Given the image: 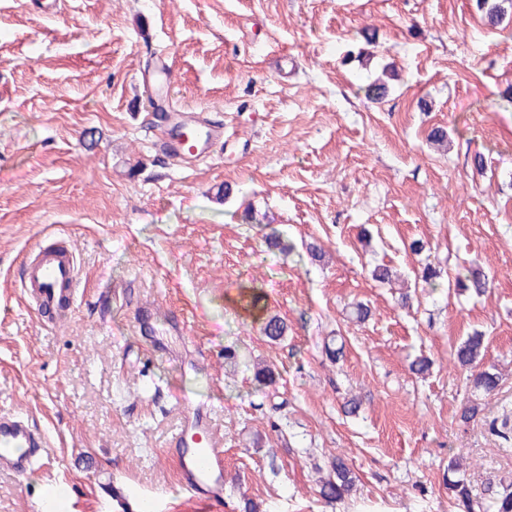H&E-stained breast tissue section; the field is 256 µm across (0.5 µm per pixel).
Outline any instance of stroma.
I'll return each mask as SVG.
<instances>
[{
    "label": "stroma",
    "instance_id": "stroma-1",
    "mask_svg": "<svg viewBox=\"0 0 512 512\" xmlns=\"http://www.w3.org/2000/svg\"><path fill=\"white\" fill-rule=\"evenodd\" d=\"M46 2L0 0V410L47 434L58 512H107L116 479L157 512H198L166 450L200 405L224 441V512H455L450 458L477 496L512 477V445L488 429L512 407V8L494 27L477 0ZM162 53L170 106L226 131L200 160L150 145L142 73ZM379 77L386 96L367 100ZM274 230L287 250L268 248ZM63 235L78 298L48 324L22 298L21 259ZM382 263L408 287L425 265L476 263L491 285L403 309L369 276ZM144 305L157 328L183 319L172 352L147 353ZM476 331L501 380L465 424L452 353ZM336 456L358 477L337 505L316 473ZM40 484L0 473V512H33Z\"/></svg>",
    "mask_w": 512,
    "mask_h": 512
}]
</instances>
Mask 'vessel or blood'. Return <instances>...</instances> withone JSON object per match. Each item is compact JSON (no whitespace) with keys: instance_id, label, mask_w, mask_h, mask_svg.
<instances>
[{"instance_id":"b4317fda","label":"vessel or blood","mask_w":512,"mask_h":512,"mask_svg":"<svg viewBox=\"0 0 512 512\" xmlns=\"http://www.w3.org/2000/svg\"><path fill=\"white\" fill-rule=\"evenodd\" d=\"M224 137L223 126L213 123L202 112L171 113L157 137L159 149L174 160L206 155L210 146ZM22 287L34 303L38 315L62 316L69 312L76 297L77 269L71 244L36 248L25 256ZM135 320L141 336L152 348L167 350L158 338L151 308L138 309ZM178 454L181 488L202 512H222L224 507V443L215 435L207 418L197 410L187 412L181 432L171 443ZM47 435L33 427L27 418L0 411V471L28 477L49 457ZM137 502L131 484L113 485L114 512H133Z\"/></svg>"}]
</instances>
